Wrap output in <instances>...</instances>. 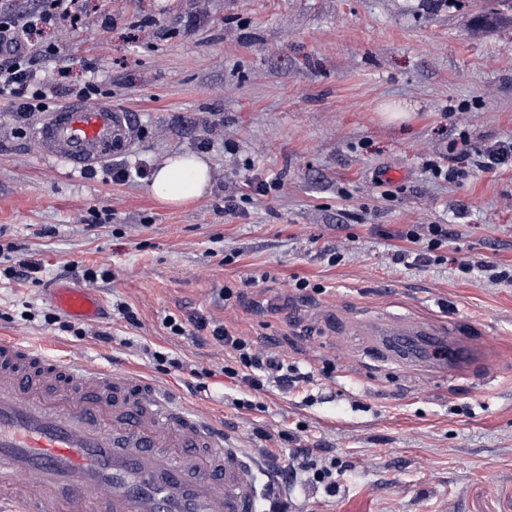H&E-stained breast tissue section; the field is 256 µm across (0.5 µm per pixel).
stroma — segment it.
<instances>
[{"label": "stroma", "mask_w": 512, "mask_h": 512, "mask_svg": "<svg viewBox=\"0 0 512 512\" xmlns=\"http://www.w3.org/2000/svg\"><path fill=\"white\" fill-rule=\"evenodd\" d=\"M77 24L48 21L58 49L38 60L47 109L0 108V242L44 269L0 276V333L63 339L71 356L171 381L224 430L277 466L311 450L334 490L284 479L283 512H512V7L502 0H83ZM67 82H59V71ZM127 116L130 147L74 171L35 137L76 89ZM403 120H392L393 112ZM172 153L204 157L210 191L173 208L146 185ZM460 170L449 180L430 163ZM127 179H116L118 170ZM275 178L279 190L258 187ZM413 224H444L429 262ZM475 265L472 275L458 266ZM111 269L86 284L64 265ZM255 278L240 300L224 288ZM316 291L300 293L296 280ZM101 300L70 328L58 284ZM127 305L136 323L115 310ZM181 319L182 336L163 324ZM248 336L310 382L255 391L222 371L224 349L196 317ZM472 320L479 358L441 375L380 353L373 319ZM173 352L159 372L151 351Z\"/></svg>", "instance_id": "1"}]
</instances>
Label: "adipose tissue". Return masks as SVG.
Masks as SVG:
<instances>
[{
  "label": "adipose tissue",
  "instance_id": "1",
  "mask_svg": "<svg viewBox=\"0 0 512 512\" xmlns=\"http://www.w3.org/2000/svg\"><path fill=\"white\" fill-rule=\"evenodd\" d=\"M212 170L202 157L173 154L159 161L147 186L156 199L180 206L202 197L211 187Z\"/></svg>",
  "mask_w": 512,
  "mask_h": 512
}]
</instances>
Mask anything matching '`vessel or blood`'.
<instances>
[{
	"label": "vessel or blood",
	"instance_id": "vessel-or-blood-1",
	"mask_svg": "<svg viewBox=\"0 0 512 512\" xmlns=\"http://www.w3.org/2000/svg\"><path fill=\"white\" fill-rule=\"evenodd\" d=\"M39 142L76 170L129 147L123 112L90 100L53 112ZM55 302L83 321L100 310L84 288H57ZM461 328L450 322L443 335L408 320L372 330L436 338L448 371L476 352L458 342ZM277 484L264 460L225 433L222 417L180 400L170 383L0 336V512H260Z\"/></svg>",
	"mask_w": 512,
	"mask_h": 512
}]
</instances>
